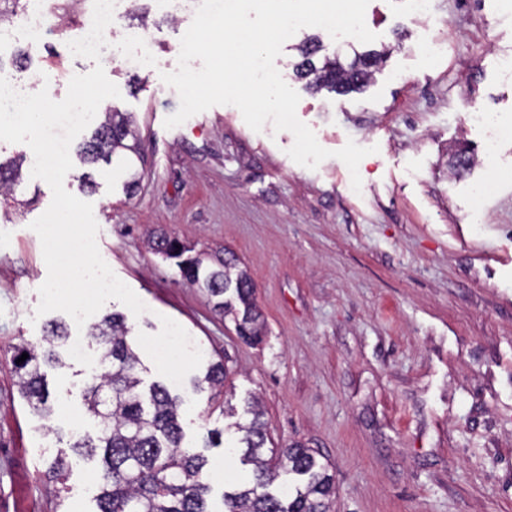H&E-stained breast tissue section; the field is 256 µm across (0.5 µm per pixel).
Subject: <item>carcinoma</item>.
Wrapping results in <instances>:
<instances>
[{
	"mask_svg": "<svg viewBox=\"0 0 512 512\" xmlns=\"http://www.w3.org/2000/svg\"><path fill=\"white\" fill-rule=\"evenodd\" d=\"M296 76L312 91L323 88L338 95L357 90L371 77L383 53H358L343 67L336 59L318 62L321 45L312 37L297 47ZM121 152L138 153V139L130 114L106 111L89 140L79 146L77 157L84 165L111 161ZM21 163L0 162V190L20 177ZM148 246L175 261L181 277L204 289L214 307L234 323H248V344L266 334V323L254 296L248 272L238 268L239 259L226 249L197 252L195 247L159 229L150 234ZM125 317L114 313L90 327L100 363L108 371L84 392L87 411L97 420L96 438L74 437L69 448L88 457L102 450V487L97 512H209V485L203 479V454L181 446L180 401L161 384L140 390V361L129 344ZM68 336L65 324L53 321L43 336L15 347L13 372L20 393L37 414L50 413L49 392L41 367L61 363L59 348ZM28 358L18 363L22 354ZM226 372L220 362L208 364L196 389L206 384L224 387ZM251 420L238 426L243 432L242 463L255 466L253 480L224 492V512H330L336 495L334 477L316 452L301 444L266 448L269 441L263 412L247 408ZM288 475V494L272 489L281 474Z\"/></svg>",
	"mask_w": 512,
	"mask_h": 512,
	"instance_id": "1",
	"label": "carcinoma"
}]
</instances>
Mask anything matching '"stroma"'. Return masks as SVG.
Listing matches in <instances>:
<instances>
[{"instance_id":"35a3bbf8","label":"stroma","mask_w":512,"mask_h":512,"mask_svg":"<svg viewBox=\"0 0 512 512\" xmlns=\"http://www.w3.org/2000/svg\"><path fill=\"white\" fill-rule=\"evenodd\" d=\"M44 48H28L18 14L0 22L20 82L65 98L72 76L94 61L69 54L93 0H55ZM147 15L145 49L115 39L104 70L120 95L102 106L132 113L140 156L74 163L68 192L92 203L97 244L114 274L147 310L131 314L110 300L101 315H125L144 385L169 386L181 400L183 445L204 453L211 512L250 480L241 462L239 425L248 403L262 406L272 446L304 444L336 482L331 512H512V8L500 0H431L428 16L408 0H370V47L390 53L361 90L337 95L306 89L293 65L297 48L318 36L323 55L351 61L354 51L319 27L285 43L275 64L300 96L296 114L331 156L316 169L288 155L289 131H253L238 108L218 105L168 129L180 106L162 73L175 71L193 11L168 14L138 0ZM442 45L433 57L426 41ZM483 110L498 128L497 159L483 158ZM371 148L358 167L360 190L336 150ZM466 147L475 163L457 172L450 157ZM90 173L95 186L81 188ZM52 191L24 167L0 195V512H95L100 461L69 451L72 433L95 435L84 404L101 366L70 354L45 367L52 412L41 417L20 396L13 348L36 341L47 277L32 223ZM162 228L199 250L236 254L254 284L267 332L246 344L231 318L176 266L148 250ZM188 338L160 357L173 331ZM223 363L224 392L197 391L194 377ZM68 469L46 472L58 451Z\"/></svg>"}]
</instances>
